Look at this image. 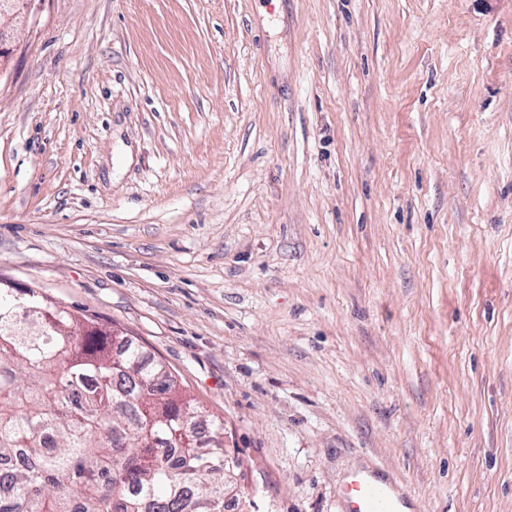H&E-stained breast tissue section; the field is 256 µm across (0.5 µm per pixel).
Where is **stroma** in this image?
Here are the masks:
<instances>
[{"label":"stroma","mask_w":512,"mask_h":512,"mask_svg":"<svg viewBox=\"0 0 512 512\" xmlns=\"http://www.w3.org/2000/svg\"><path fill=\"white\" fill-rule=\"evenodd\" d=\"M0 286L223 420L231 512H512V0H36ZM347 498V512H400L390 489L366 476H357L351 481Z\"/></svg>","instance_id":"obj_1"}]
</instances>
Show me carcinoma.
Returning a JSON list of instances; mask_svg holds the SVG:
<instances>
[{
  "instance_id": "carcinoma-1",
  "label": "carcinoma",
  "mask_w": 512,
  "mask_h": 512,
  "mask_svg": "<svg viewBox=\"0 0 512 512\" xmlns=\"http://www.w3.org/2000/svg\"><path fill=\"white\" fill-rule=\"evenodd\" d=\"M0 287V512H224V422L200 436L133 339Z\"/></svg>"
}]
</instances>
